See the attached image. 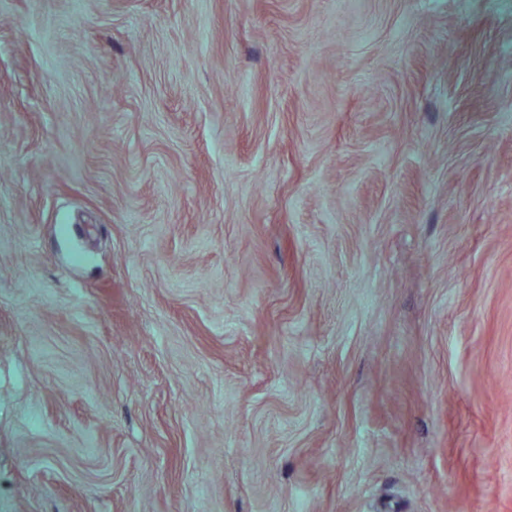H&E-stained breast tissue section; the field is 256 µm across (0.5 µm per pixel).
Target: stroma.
Masks as SVG:
<instances>
[{
  "mask_svg": "<svg viewBox=\"0 0 512 512\" xmlns=\"http://www.w3.org/2000/svg\"><path fill=\"white\" fill-rule=\"evenodd\" d=\"M0 512H512V0H0Z\"/></svg>",
  "mask_w": 512,
  "mask_h": 512,
  "instance_id": "35a3bbf8",
  "label": "stroma"
}]
</instances>
